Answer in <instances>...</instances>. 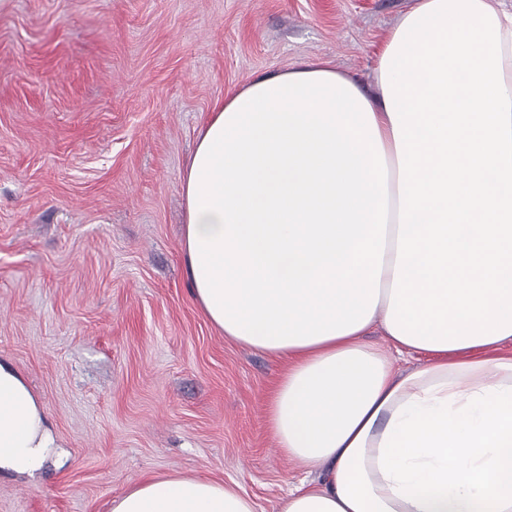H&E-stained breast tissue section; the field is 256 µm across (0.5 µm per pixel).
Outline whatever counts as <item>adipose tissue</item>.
Wrapping results in <instances>:
<instances>
[{
    "mask_svg": "<svg viewBox=\"0 0 512 512\" xmlns=\"http://www.w3.org/2000/svg\"><path fill=\"white\" fill-rule=\"evenodd\" d=\"M371 82L303 62L215 108L182 178L190 290L226 337L288 364L269 425L323 478L278 512H512V13L417 0ZM416 353L425 366L395 369ZM54 445L0 364V469L35 471ZM112 512L257 510L170 476Z\"/></svg>",
    "mask_w": 512,
    "mask_h": 512,
    "instance_id": "ef3b65f1",
    "label": "adipose tissue"
}]
</instances>
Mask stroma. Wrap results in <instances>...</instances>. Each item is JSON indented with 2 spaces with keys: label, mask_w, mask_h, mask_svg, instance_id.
<instances>
[{
  "label": "stroma",
  "mask_w": 512,
  "mask_h": 512,
  "mask_svg": "<svg viewBox=\"0 0 512 512\" xmlns=\"http://www.w3.org/2000/svg\"><path fill=\"white\" fill-rule=\"evenodd\" d=\"M416 0H7L0 7V363L56 438L0 512H111L149 477L237 483L258 512L320 480L278 450V358L191 296L182 176L217 104L325 60L367 80Z\"/></svg>",
  "instance_id": "obj_1"
}]
</instances>
